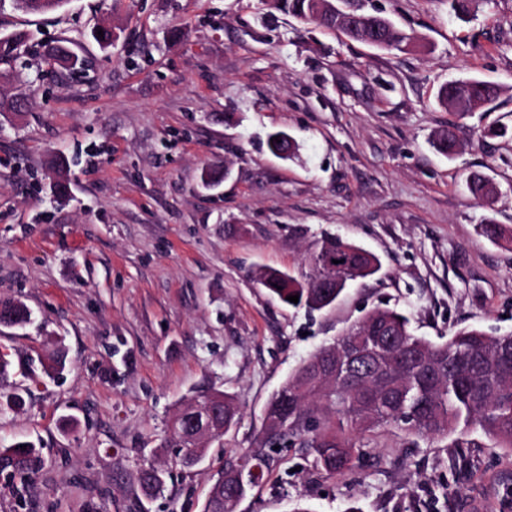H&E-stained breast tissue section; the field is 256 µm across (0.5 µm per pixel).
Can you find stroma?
<instances>
[{"mask_svg":"<svg viewBox=\"0 0 512 512\" xmlns=\"http://www.w3.org/2000/svg\"><path fill=\"white\" fill-rule=\"evenodd\" d=\"M416 41L383 51L327 32L265 0H71L28 14L0 6V32L71 40L88 78L34 71L0 81L26 111L0 114V299L32 321L0 330L11 368L0 392L24 391L0 414V445L35 444L43 465L0 474V512H203L229 454L251 447L265 406L300 360L370 309L409 315L439 340L473 325L512 333V245L476 226H512V0L458 18L448 0H353ZM111 24L101 49L94 28ZM476 78L503 94L461 116L440 86ZM455 124L448 158L434 133ZM284 131L295 157L270 152ZM481 172L492 200L470 193ZM64 181L65 201L53 185ZM377 255L380 272L309 314L259 288L251 270L303 277L325 235ZM64 369L46 376L53 349ZM235 395L241 418L201 464L176 466L164 442L196 388ZM237 512H495L489 489L512 470L491 445L408 446L376 432L354 467L319 472L280 447ZM154 467L164 496L131 475Z\"/></svg>","mask_w":512,"mask_h":512,"instance_id":"obj_1","label":"stroma"}]
</instances>
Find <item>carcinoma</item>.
Masks as SVG:
<instances>
[{
	"label": "carcinoma",
	"mask_w": 512,
	"mask_h": 512,
	"mask_svg": "<svg viewBox=\"0 0 512 512\" xmlns=\"http://www.w3.org/2000/svg\"><path fill=\"white\" fill-rule=\"evenodd\" d=\"M70 0H13L26 13L54 12ZM278 9L318 26L339 31L380 50L405 51L413 36L389 18L363 15L351 29L339 15L319 11L316 0H270ZM35 54L38 61L59 66L67 72L82 69L84 60L63 41L44 51L25 30L0 32V78H8ZM497 85L478 80L450 81L439 89L441 104L454 108L469 105V111L492 104L500 95ZM434 145L441 154L455 155L458 142L450 128L437 134ZM468 188L478 198L496 194L494 183L482 174L469 176ZM478 232L493 242L512 243V227L484 220ZM344 259L341 265L334 264ZM381 269L372 252L341 236L323 240L311 258L309 273L302 279L281 270L261 267L253 272L255 282L289 306L321 311L338 302L345 289L359 279L375 276ZM299 296L298 303L286 300ZM10 320L25 326L31 312L21 302H4ZM211 398L224 400V430L240 419L236 399L212 386L196 391L194 406ZM399 428L411 445L420 439L452 438L453 448H480V436L501 448L512 450V333L489 335L475 326L454 331L448 339L433 342L414 334L410 318L396 308H374L328 344L305 357L285 381V387L269 399L255 447L228 459V468L242 461L259 465L261 471L243 483L220 475L216 486H224V500L207 498L203 512H226L232 498L243 499L262 480L269 457L266 449L284 441L303 448L314 466L328 475L351 470L358 458L356 449L367 447L381 427ZM170 436L189 447L184 460L201 461L205 448H194L186 424L173 420ZM41 457L31 442L0 448V469L11 474L31 475ZM132 478L149 494L163 491L165 480L155 469H140ZM499 512H512V473L499 477Z\"/></svg>",
	"instance_id": "cac0c4a2"
}]
</instances>
